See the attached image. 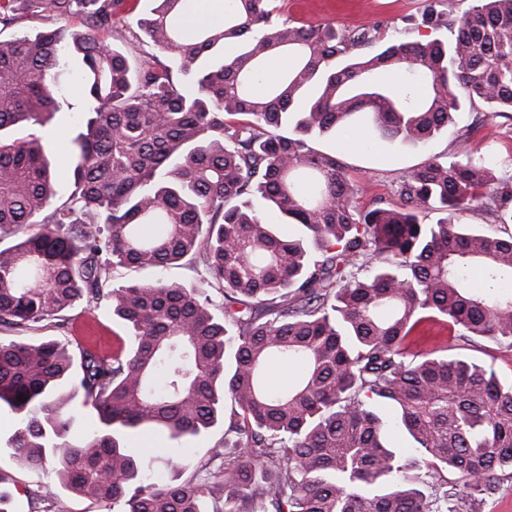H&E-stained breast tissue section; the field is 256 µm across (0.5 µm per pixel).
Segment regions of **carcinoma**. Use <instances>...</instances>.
Instances as JSON below:
<instances>
[{
	"mask_svg": "<svg viewBox=\"0 0 512 512\" xmlns=\"http://www.w3.org/2000/svg\"><path fill=\"white\" fill-rule=\"evenodd\" d=\"M154 2L123 29L127 0H0V32L43 21L0 39V327L64 328V312L105 305L126 333L110 354L0 340L6 448L112 512H453L457 492H489L512 470V381L417 351L412 334L442 322L512 349V294L499 291L512 233L457 223L483 205L512 224V177L434 155L398 203L362 209L343 164L312 143L355 129L368 144L424 145L468 106L511 115L512 0L463 14L426 0L422 24L439 37L382 47L381 21L293 26L275 0H228L201 27L184 22V0ZM60 17L84 31L66 37ZM137 29L151 50L116 45H135ZM283 55L288 68L265 79ZM68 75L88 106L73 190L56 206L50 149L13 131L53 120ZM184 264L220 299L160 278L107 287L120 268ZM278 365L296 377L273 383ZM387 411L406 461L387 443ZM219 423L223 447L188 475L169 460L158 482L149 449L128 444L134 430L178 440Z\"/></svg>",
	"mask_w": 512,
	"mask_h": 512,
	"instance_id": "1",
	"label": "carcinoma"
}]
</instances>
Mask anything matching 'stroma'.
Listing matches in <instances>:
<instances>
[{
	"label": "stroma",
	"mask_w": 512,
	"mask_h": 512,
	"mask_svg": "<svg viewBox=\"0 0 512 512\" xmlns=\"http://www.w3.org/2000/svg\"><path fill=\"white\" fill-rule=\"evenodd\" d=\"M275 5L280 19L293 25L330 24L338 29H353L381 21L385 24L383 35L387 38L424 43L434 37L430 28L420 24L424 0H276ZM82 98L79 84H71L67 91L69 110L58 113L55 120L42 130L45 141L58 158L55 200L59 203L64 202L71 192L68 151ZM456 128V134L438 136L422 148L382 145L366 152L354 135L321 140L316 147L334 154L347 166L353 183L359 189L357 203L365 209L380 201H397V190L404 175L436 154H457L476 161H490L498 165L505 175H512V118L485 119L482 107L478 106L459 113ZM67 317L68 324L63 329L45 321L22 332L1 329L0 339L59 337L79 341L104 353L112 351L121 329L113 322L110 310L104 307L78 308L68 312ZM417 345L427 350L447 348L449 353H461L494 365L505 378H512V351L487 340L470 342L450 336L442 324H424L417 335ZM55 480L51 470L19 465L7 451H0V488L10 493L14 512H51L50 501L42 498L39 490ZM494 485L492 494L482 501L472 503L456 498L453 502L456 512H512V471L498 473Z\"/></svg>",
	"instance_id": "stroma-1"
}]
</instances>
